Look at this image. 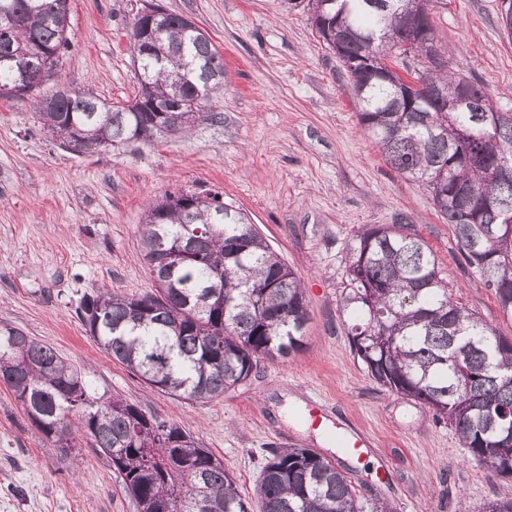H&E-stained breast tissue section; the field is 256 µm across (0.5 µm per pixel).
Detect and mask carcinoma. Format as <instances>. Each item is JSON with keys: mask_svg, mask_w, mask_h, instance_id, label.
I'll return each instance as SVG.
<instances>
[{"mask_svg": "<svg viewBox=\"0 0 512 512\" xmlns=\"http://www.w3.org/2000/svg\"><path fill=\"white\" fill-rule=\"evenodd\" d=\"M321 39L325 28L347 36L334 48L349 77L361 126L399 175L417 183L451 224L464 264L512 317V115L447 112L448 99L472 78L422 62L423 89L447 98L421 100L397 88L383 66L359 62L370 50L384 59L425 51L434 40L425 0H308ZM68 0H0V56L37 41L52 51L48 74L70 47L62 20ZM161 45L167 60L130 43L138 71L136 100L204 111L224 87V61L210 38L189 32L184 16L165 12ZM32 87L26 94L34 95ZM38 119L53 138L74 124L96 147L153 138V112L114 107L90 89L71 90L45 105ZM149 274L162 253L170 270L140 296L106 290L85 297L78 316L112 359L149 385L178 398L209 402L254 374L261 361L286 358L305 338L309 310L301 279L255 224L216 194H168L149 206L141 225ZM341 310L352 321L353 353L377 384L427 404L448 420L462 447L499 476H512V338L448 296L435 256L406 224L362 228L349 249ZM0 383L44 439L64 451L71 420L119 475L138 512H253L224 462L177 423L160 420L120 397L91 394L84 378L50 346L0 325ZM259 512H392L361 498L331 460L308 448H278L262 467Z\"/></svg>", "mask_w": 512, "mask_h": 512, "instance_id": "carcinoma-1", "label": "carcinoma"}]
</instances>
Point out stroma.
Listing matches in <instances>:
<instances>
[{"label":"stroma","instance_id":"35a3bbf8","mask_svg":"<svg viewBox=\"0 0 512 512\" xmlns=\"http://www.w3.org/2000/svg\"><path fill=\"white\" fill-rule=\"evenodd\" d=\"M194 19L224 59L216 117L190 131L77 154L42 131L31 98H0V324L54 348L97 394L178 423L220 458L253 499L273 448H308L394 512H480L512 500V478L487 472L427 404L381 387L351 351L340 309L348 249L371 224H408L432 250L448 293L512 338V318L463 263L450 224L426 192L386 164L364 132L348 79L307 5L290 0H161ZM143 0H69L71 46L56 83L112 105L140 90L128 33ZM449 68L474 78L512 113V38L503 0H430ZM217 193L247 214L302 281L310 321L302 348L261 362L224 398H176L113 360L76 315L106 289L142 295L154 282L140 256L149 201ZM329 416L302 418L309 402ZM363 435L362 456L328 435ZM62 454L0 384V512H137L81 432Z\"/></svg>","mask_w":512,"mask_h":512}]
</instances>
